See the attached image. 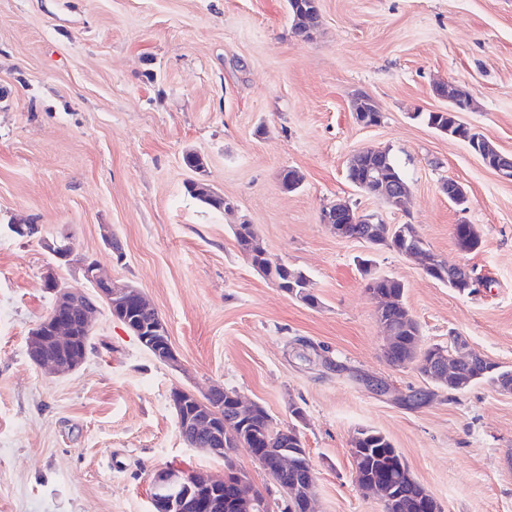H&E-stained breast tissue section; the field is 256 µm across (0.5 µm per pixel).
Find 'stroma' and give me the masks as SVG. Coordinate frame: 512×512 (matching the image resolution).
Listing matches in <instances>:
<instances>
[{
	"label": "stroma",
	"instance_id": "stroma-1",
	"mask_svg": "<svg viewBox=\"0 0 512 512\" xmlns=\"http://www.w3.org/2000/svg\"><path fill=\"white\" fill-rule=\"evenodd\" d=\"M319 10L305 38L286 0H0V512H152L155 469L223 473V459L183 441L171 401L174 388L215 385L296 426L316 512H383L353 478L360 428L391 440L443 512H512V394L488 379L451 393L417 365L390 366L355 262L369 256L404 284L422 345L448 348L458 334L512 370V181L422 119L444 106L436 84L461 85L474 108L460 120L512 154V0H319ZM361 94L379 125L355 122ZM370 146L404 174V207L348 180L349 157ZM189 150L234 212L187 193ZM286 169L304 176L295 191L281 185ZM450 179L464 205L441 192ZM339 201L415 225L487 288L458 293L392 249L337 237L321 211ZM20 221L40 236L13 233ZM243 222L309 276L317 306L252 268L232 233ZM459 224L478 230L477 251L458 247ZM64 236L73 260L57 266L62 283L89 291V258L141 289L177 366L103 305L77 370L31 363L27 336L53 301L42 241Z\"/></svg>",
	"mask_w": 512,
	"mask_h": 512
}]
</instances>
